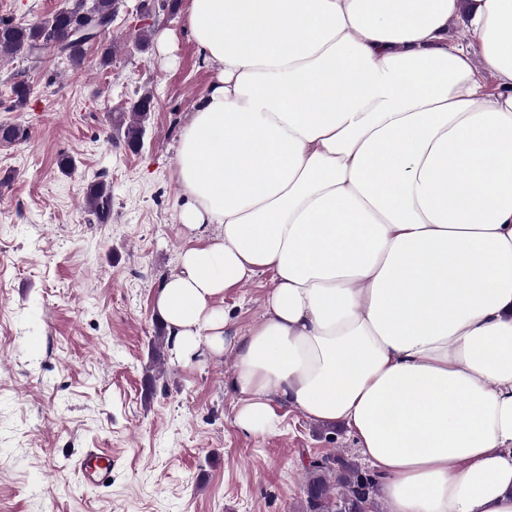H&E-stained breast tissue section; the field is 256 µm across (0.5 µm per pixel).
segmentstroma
<instances>
[{
    "label": "stroma",
    "instance_id": "35a3bbf8",
    "mask_svg": "<svg viewBox=\"0 0 512 512\" xmlns=\"http://www.w3.org/2000/svg\"><path fill=\"white\" fill-rule=\"evenodd\" d=\"M179 2L119 14L107 68L98 43L79 66L51 52L0 58V125L28 132L0 142V512H300L310 460L359 456L343 427L289 408L273 433L238 426L229 354L167 352L165 378L146 387L154 297L188 246L176 147L216 74ZM17 79L32 89L21 109ZM147 92L154 109L133 152L113 120ZM97 178L112 191L104 224L84 204ZM269 286L259 276L228 292L230 328L261 319ZM90 448L111 450L110 487L82 484L75 463Z\"/></svg>",
    "mask_w": 512,
    "mask_h": 512
}]
</instances>
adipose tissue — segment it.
Wrapping results in <instances>:
<instances>
[{"instance_id": "ef3b65f1", "label": "adipose tissue", "mask_w": 512, "mask_h": 512, "mask_svg": "<svg viewBox=\"0 0 512 512\" xmlns=\"http://www.w3.org/2000/svg\"><path fill=\"white\" fill-rule=\"evenodd\" d=\"M177 356L341 424L389 512H512V0H189ZM265 313L218 308L260 275Z\"/></svg>"}]
</instances>
